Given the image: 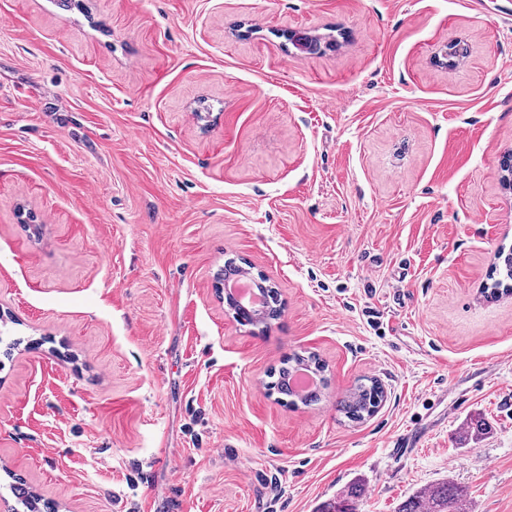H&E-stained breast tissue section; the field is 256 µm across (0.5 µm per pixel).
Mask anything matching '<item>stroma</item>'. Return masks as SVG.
<instances>
[{
	"label": "stroma",
	"mask_w": 512,
	"mask_h": 512,
	"mask_svg": "<svg viewBox=\"0 0 512 512\" xmlns=\"http://www.w3.org/2000/svg\"><path fill=\"white\" fill-rule=\"evenodd\" d=\"M511 157L512 0H0V512L17 478L52 512H397L448 478L512 512ZM229 259L279 289L266 331ZM296 353L310 407L269 389ZM288 37L296 56L310 57L321 52L320 39L307 30H293ZM336 401V408L349 422L360 423L373 416L382 404L385 391L376 379H366ZM360 492V489L351 487L333 499L322 502L316 512H358L356 500L361 496Z\"/></svg>",
	"instance_id": "obj_1"
}]
</instances>
